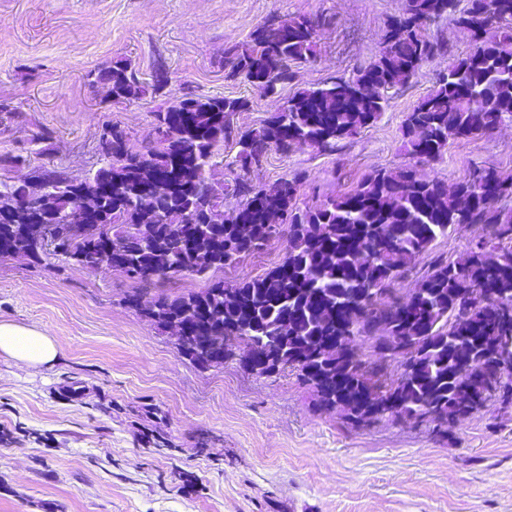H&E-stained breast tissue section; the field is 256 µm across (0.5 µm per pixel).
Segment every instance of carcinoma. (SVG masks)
<instances>
[{"label":"carcinoma","instance_id":"cac0c4a2","mask_svg":"<svg viewBox=\"0 0 512 512\" xmlns=\"http://www.w3.org/2000/svg\"><path fill=\"white\" fill-rule=\"evenodd\" d=\"M448 20L471 33L474 47L438 75L434 90L402 127L410 155L419 162L442 155L448 142L488 136L512 118V0H408L403 13L390 18L379 57L349 79L336 78L288 98L282 109L259 127L242 131L234 122L247 109L242 98L202 99L183 94L154 113L162 138L134 151L129 144L106 159L112 192L104 197L110 235L90 244L63 241L56 252L72 259L85 248L113 254V266L143 282L163 249L157 279L176 282L187 276L207 282L200 291L162 290L138 295L140 314L161 327L170 319L195 317V335L235 336L256 349L277 346L288 323V352L280 371L298 372L320 405L339 409L356 425L359 400L377 386L385 407L371 420L397 421L412 412L448 437V419H460L499 396L512 406V376L489 389L470 379L482 366L508 350L512 355V211L496 206L512 201V181L495 169L481 170L497 197L488 200L475 175L448 186L423 180L410 166L375 169L351 192L301 209L293 204L300 182L264 188L268 206L256 210L255 186L245 174L262 166L268 152L288 153L304 146L333 151L337 142L379 119L386 93L409 81L444 51L426 27ZM329 22L323 15L285 20L288 35L277 38L267 19L250 41L228 51L225 77L248 82L260 94H278L295 77L294 67L315 60L316 35ZM97 83L105 99L131 100L141 87L130 65L116 61ZM233 142L232 195L238 208L226 215L205 196V172L213 158ZM47 194L64 213L80 214L79 186L64 173L45 172ZM180 208L183 222H160L163 208ZM481 224L491 229L455 260L433 255L432 244L454 227ZM18 250L33 263L40 249L14 231ZM288 239L285 260L264 274L224 287L213 271L237 266L273 238ZM129 242L124 253L112 243ZM414 280L400 311L393 304L396 285ZM365 337L397 362L400 372L372 378L360 361L340 357L352 338Z\"/></svg>","mask_w":512,"mask_h":512}]
</instances>
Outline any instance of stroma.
<instances>
[{"label": "stroma", "mask_w": 512, "mask_h": 512, "mask_svg": "<svg viewBox=\"0 0 512 512\" xmlns=\"http://www.w3.org/2000/svg\"><path fill=\"white\" fill-rule=\"evenodd\" d=\"M405 0H0V154L74 178L102 165L103 128L125 130L132 149L155 111L183 89L200 98L244 97L235 121L258 127L297 91L347 77L379 55ZM332 16L317 58L276 97L225 77V53L272 16ZM449 52L390 89L381 117L338 142L270 152L251 172L264 187L305 173L298 206L350 192L374 169L413 163L404 120L449 59L472 48L467 30L431 25ZM124 60L142 87L112 102L92 77ZM164 64L170 93L155 95ZM455 184L478 167L512 180V120L493 135L449 142L418 164ZM288 240L225 269V284L280 264ZM122 273L83 269L48 253L40 264L0 254V321L38 326L57 359L29 372L0 353V512H512V411L490 404L435 436L425 424H348L316 401L296 371L257 377L239 359L202 367L182 355L126 298Z\"/></svg>", "instance_id": "1"}]
</instances>
